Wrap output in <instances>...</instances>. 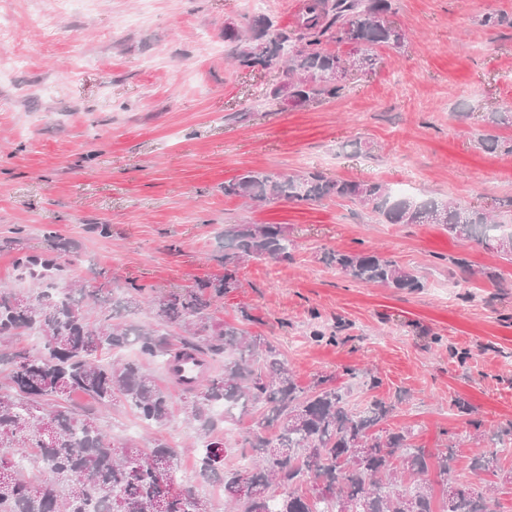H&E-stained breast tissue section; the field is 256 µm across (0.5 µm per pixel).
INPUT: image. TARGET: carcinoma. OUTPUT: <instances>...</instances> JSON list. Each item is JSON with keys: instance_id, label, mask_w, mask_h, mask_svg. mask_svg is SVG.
I'll list each match as a JSON object with an SVG mask.
<instances>
[{"instance_id": "1", "label": "carcinoma", "mask_w": 512, "mask_h": 512, "mask_svg": "<svg viewBox=\"0 0 512 512\" xmlns=\"http://www.w3.org/2000/svg\"><path fill=\"white\" fill-rule=\"evenodd\" d=\"M391 9V0H334L329 6L313 0L300 32L244 43L238 28L227 27L224 39L239 43L234 61L240 69L284 61L288 92L277 85L269 96L301 106L343 94L344 86L332 76L343 58L330 43L353 44L364 53L376 45H401L402 33L385 20ZM224 196L265 203L350 198L389 224H440L451 236L482 242L512 261V234L490 235L498 222L486 212L432 198L395 197L381 182L331 179L319 171L276 176L246 170L224 182ZM291 246L279 224L224 225V276L185 293L154 297L153 326L122 321L132 294L142 292L135 284L120 293L108 281L91 291L60 288L59 268L35 272L17 263L36 290L23 302L15 289H0V364L9 370L0 386V512H211L207 498L180 486L177 454L164 440L139 448L109 438L93 418L63 406L77 393L101 404L120 399L143 423L165 426L174 398L150 371L155 361L167 365L174 354L163 324L180 328L183 350L211 360L233 353L202 391L182 398L186 419L199 433V476L220 485L233 512H498V500L468 482L457 483L452 498H437L435 486L450 478L454 446L431 451L413 445L414 426L384 427L395 404L375 399L355 411L331 376L301 386L277 346L242 327L251 320L247 310H241V322L226 321L207 334L216 327V300L239 287L241 263L286 259ZM328 261L361 284L423 288L414 269L381 252L338 251ZM32 334L41 340L40 349L12 344L15 336ZM130 345L138 351L135 359L102 358ZM224 406L226 424L257 416L239 443L250 460L245 469L224 468V442L212 418L213 409ZM19 454L33 460L38 475L15 465ZM473 469L500 471L498 450L476 458ZM244 479L261 494L234 498L231 492Z\"/></svg>"}]
</instances>
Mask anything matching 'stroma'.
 <instances>
[{"mask_svg": "<svg viewBox=\"0 0 512 512\" xmlns=\"http://www.w3.org/2000/svg\"><path fill=\"white\" fill-rule=\"evenodd\" d=\"M294 2L97 0L56 16L49 0H0V21L18 36L0 48V286L33 293L16 256H47L65 285L141 287L130 318L149 323L148 295L223 276L225 225H283L290 258L241 264L216 322L248 309L249 333L274 341L300 384L332 375L354 409L394 402L387 428L416 426L428 449L454 443L453 478L493 484L512 512V448L499 454L503 477L471 473L512 428V263L437 224L384 223L349 199L224 195L245 170L316 168L512 224V154L479 140L487 109L512 107V0H391L401 47L371 49L341 97L272 104L265 91L279 67H233L224 29L263 16L272 32L294 30ZM495 15L505 23L487 24ZM18 50L27 65L12 66ZM370 250L415 268L423 288L365 286L324 260ZM452 257L479 273L469 298L434 291L450 281ZM318 325L338 329V344L312 339ZM67 406L111 436L165 439L180 477L225 512L223 493L197 479L198 440L181 407L166 427L139 430L121 401L77 395Z\"/></svg>", "mask_w": 512, "mask_h": 512, "instance_id": "1", "label": "stroma"}]
</instances>
